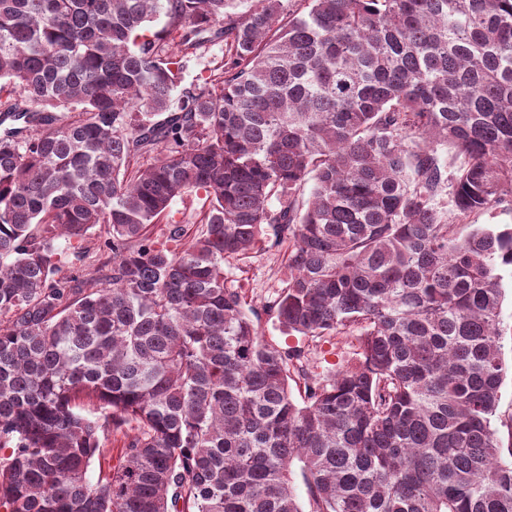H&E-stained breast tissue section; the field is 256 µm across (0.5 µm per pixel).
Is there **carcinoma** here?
<instances>
[{
    "instance_id": "cac0c4a2",
    "label": "carcinoma",
    "mask_w": 512,
    "mask_h": 512,
    "mask_svg": "<svg viewBox=\"0 0 512 512\" xmlns=\"http://www.w3.org/2000/svg\"><path fill=\"white\" fill-rule=\"evenodd\" d=\"M305 2L0 0V512H512V224L448 223L512 202V0ZM263 238L264 314L355 363L262 339L224 263ZM194 200L193 208L190 210L185 209V205L181 201H177L171 206L172 219L181 222L191 235L199 234L204 227V224H198L197 216L193 210L194 208L197 210L201 208L205 200L204 192H198L196 196L194 195ZM504 299L501 307L500 328L503 332V360L507 368L505 378L499 391L498 415L496 421L499 438L503 446L511 442L510 419L512 418V277L510 272H503ZM502 421V423H501ZM260 331L262 338L269 344L287 349L288 347H303L308 353L307 368L317 373H332L346 365L355 357L357 341L352 335H339L330 342L311 343L301 336H287L281 332L278 325L267 321L261 315ZM122 434H112L110 433L108 438L104 441L103 447L107 448V452L105 453V458L101 457L100 460L96 458L90 469V478L93 482L96 481L99 474V464L101 465L103 470H107L108 465L113 466L118 463V449L121 448L123 444ZM109 451V449H111Z\"/></svg>"
}]
</instances>
